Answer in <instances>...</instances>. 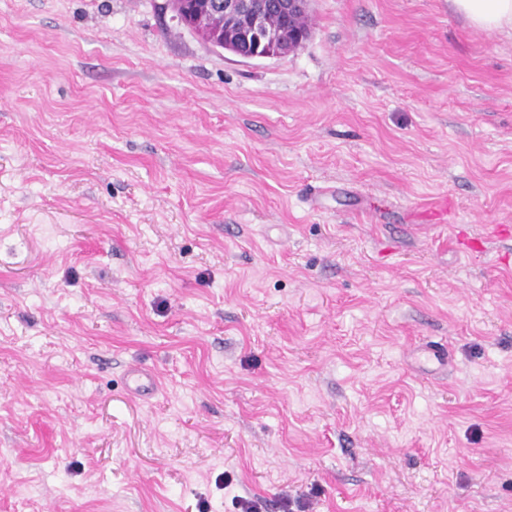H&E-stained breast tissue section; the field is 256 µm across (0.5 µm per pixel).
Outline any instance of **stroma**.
<instances>
[{"instance_id":"35a3bbf8","label":"stroma","mask_w":512,"mask_h":512,"mask_svg":"<svg viewBox=\"0 0 512 512\" xmlns=\"http://www.w3.org/2000/svg\"><path fill=\"white\" fill-rule=\"evenodd\" d=\"M163 2L0 0V512H512V27ZM266 1L168 0V6L180 24L212 47L244 59L287 57L312 36L306 20L313 0ZM275 17L288 21V37ZM127 391L141 398L152 396L157 387L158 379L151 371L134 366L127 369L125 373Z\"/></svg>"}]
</instances>
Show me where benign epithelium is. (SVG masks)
I'll list each match as a JSON object with an SVG mask.
<instances>
[{
	"instance_id": "7a95c632",
	"label": "benign epithelium",
	"mask_w": 512,
	"mask_h": 512,
	"mask_svg": "<svg viewBox=\"0 0 512 512\" xmlns=\"http://www.w3.org/2000/svg\"><path fill=\"white\" fill-rule=\"evenodd\" d=\"M313 0H168L184 27L244 59L286 57L312 36Z\"/></svg>"
}]
</instances>
